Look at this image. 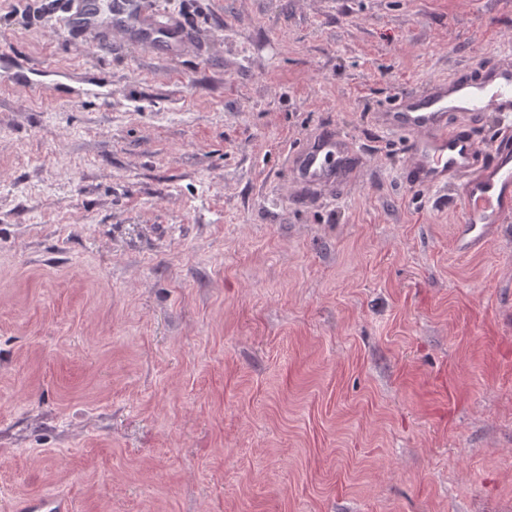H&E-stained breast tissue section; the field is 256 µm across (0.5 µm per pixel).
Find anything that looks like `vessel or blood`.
Here are the masks:
<instances>
[{
    "mask_svg": "<svg viewBox=\"0 0 512 512\" xmlns=\"http://www.w3.org/2000/svg\"><path fill=\"white\" fill-rule=\"evenodd\" d=\"M55 25L65 35L100 29L105 8L100 0H64ZM114 19L135 35L154 29L158 13L147 0H117ZM488 112L505 119L490 157L478 152L473 127ZM381 129L411 134L412 182L459 189L461 216L455 245L469 254L482 250L503 224L512 222V65L486 60L479 79L438 81L427 90L400 93L378 119ZM361 161L353 146L338 134H315L291 163L302 188L338 187ZM16 512H72L57 496L26 498Z\"/></svg>",
    "mask_w": 512,
    "mask_h": 512,
    "instance_id": "vessel-or-blood-1",
    "label": "vessel or blood"
}]
</instances>
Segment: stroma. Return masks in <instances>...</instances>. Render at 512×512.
<instances>
[{
    "mask_svg": "<svg viewBox=\"0 0 512 512\" xmlns=\"http://www.w3.org/2000/svg\"><path fill=\"white\" fill-rule=\"evenodd\" d=\"M155 5L177 53L0 0V512H512V223L458 252L376 124L512 0ZM325 129L363 161L307 194ZM68 503L57 496L45 498H25L15 506L17 512H71Z\"/></svg>",
    "mask_w": 512,
    "mask_h": 512,
    "instance_id": "35a3bbf8",
    "label": "stroma"
}]
</instances>
